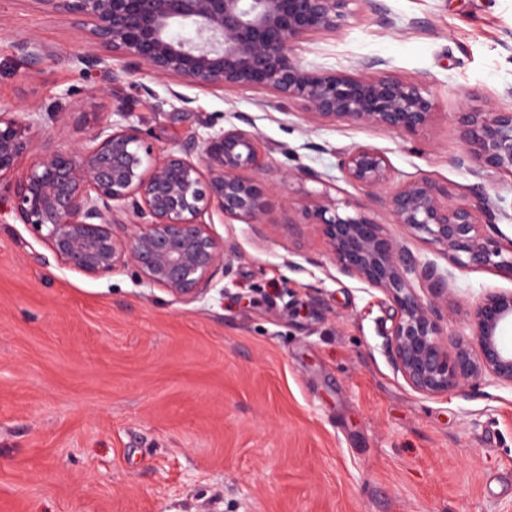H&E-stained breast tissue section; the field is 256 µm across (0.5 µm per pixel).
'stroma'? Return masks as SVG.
<instances>
[{
  "label": "stroma",
  "mask_w": 512,
  "mask_h": 512,
  "mask_svg": "<svg viewBox=\"0 0 512 512\" xmlns=\"http://www.w3.org/2000/svg\"><path fill=\"white\" fill-rule=\"evenodd\" d=\"M351 0L341 28L294 47L311 69L379 58L425 79L436 116L418 135L322 122L256 90L167 85L145 73L107 82L65 63L28 70L21 39L65 54L85 43L72 19L36 0H0V103L56 113L40 131L62 149L123 103L159 149L201 134V120L255 132L268 167L264 224L212 229L233 243L227 274L185 304L131 269L87 277L43 265L46 244L0 215V512H512V387L427 397L394 372L380 291L341 275L303 204L332 185L384 234L448 275L449 340L475 302L512 290L489 269H461L347 182L340 148L384 151L393 185L425 176L456 198L483 192L503 211L489 234L512 245V178L458 165V113L512 108V0ZM147 92H140V85ZM87 114L72 112L73 98ZM320 176L284 180L285 165ZM299 262L302 272L287 266Z\"/></svg>",
  "instance_id": "35a3bbf8"
}]
</instances>
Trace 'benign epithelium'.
I'll return each mask as SVG.
<instances>
[{
	"mask_svg": "<svg viewBox=\"0 0 512 512\" xmlns=\"http://www.w3.org/2000/svg\"><path fill=\"white\" fill-rule=\"evenodd\" d=\"M348 0H37L48 14L73 19L90 49L65 55L28 39L20 43L30 69L72 63L112 81L144 72L176 86L258 89L277 104L331 122L382 127L414 135L435 116L430 87L382 69L378 59L350 70H312L294 53L306 36L334 32ZM91 127L81 144L55 147L37 130L54 112L0 106V204L45 242L58 266L87 276L132 268L138 278L177 301L202 298L226 272L234 244L217 237L205 216L223 223H265L270 206L260 175L265 156L257 134L232 125L209 129L176 148L158 150L135 124ZM458 163L476 174L512 178V110L462 112ZM343 178L379 199L397 224L444 251L463 268H494L512 279V247L503 250L484 226L497 214L485 194L471 204L421 176L389 188L392 167L382 150L365 145L336 151ZM28 161L20 168L22 161ZM252 171L253 177L244 176ZM127 215L120 222L117 210ZM305 218L321 228L329 257L345 277L380 290L388 302L386 352L396 374L428 397L512 385V292H489L472 310L469 333L448 348L439 295L424 298L410 275L448 291V279L386 237L360 210L339 211L324 190L308 201Z\"/></svg>",
	"mask_w": 512,
	"mask_h": 512,
	"instance_id": "obj_1",
	"label": "benign epithelium"
}]
</instances>
